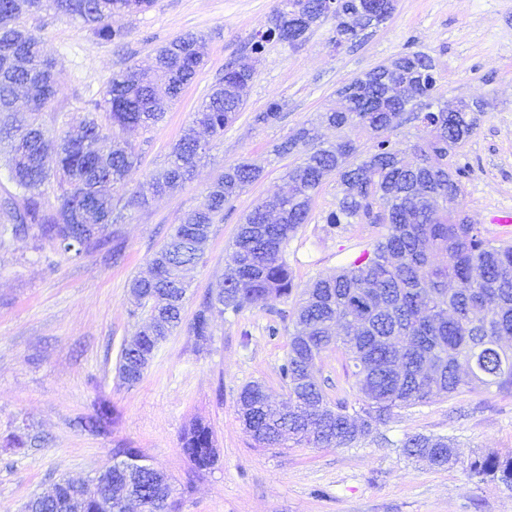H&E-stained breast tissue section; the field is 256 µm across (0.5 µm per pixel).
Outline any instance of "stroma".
Masks as SVG:
<instances>
[{"label": "stroma", "instance_id": "35a3bbf8", "mask_svg": "<svg viewBox=\"0 0 512 512\" xmlns=\"http://www.w3.org/2000/svg\"><path fill=\"white\" fill-rule=\"evenodd\" d=\"M278 4L154 0L147 11L113 17V27L126 33L118 43L99 40L52 11L26 17L55 64L57 93L40 115L50 136L77 125L125 62L150 64L157 48L180 35L203 37L204 63L164 120L133 137L140 162L126 191L148 202L127 206L124 222L115 227L126 245L120 262L103 250L64 254L32 233L0 235V512H21L30 497L50 492L59 480L94 477L117 448L140 451L169 476L177 512H512V490L493 483L473 487L461 467L433 468L393 447H258L238 418V395L257 381L272 401L287 402L279 368L297 296L236 314L214 312L204 343L187 329L175 330L137 384L118 380L122 346L147 315L131 299L129 281L148 275L153 253L184 213L203 202L225 167L246 161L260 169L259 180L213 224L203 260L191 274L183 310L188 321L230 261L243 218L286 188L285 175L299 157L276 156L274 146L338 108L343 85L400 54L422 52L433 59L442 102L482 103L473 135L448 155L449 164L467 170L464 213L482 225L497 210H512V0H397L392 17L353 47L333 48L334 26L326 22L296 46L273 41L254 56L250 42ZM233 61L255 69L238 119L223 137L208 141L190 182L153 194L152 175L166 165L173 144ZM274 100L282 105L281 121L255 123V114ZM339 190L336 179L327 180L308 223L285 251L299 285L347 266L385 232L378 224L328 228L325 217ZM342 364L341 352L327 350L315 374L332 403L356 398ZM100 396L120 414L108 435L78 425ZM197 421L210 426L219 455L203 472L180 448L181 434ZM20 427L39 441L15 455L5 439ZM383 431L394 441L418 433L454 436L463 460L481 451L511 455L512 390L480 387L398 409Z\"/></svg>", "mask_w": 512, "mask_h": 512}]
</instances>
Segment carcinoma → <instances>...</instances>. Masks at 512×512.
<instances>
[{
    "mask_svg": "<svg viewBox=\"0 0 512 512\" xmlns=\"http://www.w3.org/2000/svg\"><path fill=\"white\" fill-rule=\"evenodd\" d=\"M154 0H0V142H11L7 166L11 179L23 191L21 203L6 210L11 232L26 234L35 228L40 238L62 251L108 248L113 262L123 257L124 241L106 230L123 218L122 198L102 187L123 185L138 163V154L125 134L147 131L162 120L164 102L179 97L203 64L199 38L186 33L162 46L151 72L130 65L112 75L103 98L78 127L50 137L38 116L55 94L52 65L42 55L40 38L22 24V18L49 8L81 21L103 41L122 38L110 20L116 13L149 9ZM363 0H343L341 10L351 27L331 37L334 47L356 42L357 17ZM283 6L269 18L263 33L254 36L251 52L263 54L270 42L288 43V27L280 22ZM404 68L393 77L390 61L353 78L351 103L343 111L322 114V123L342 130L359 127L372 145L360 149L340 139L319 143L313 127H301L275 145L279 156L303 151L288 172V192L262 200L246 215L233 242L231 263L218 287L224 290L223 310L267 306L292 294L296 284L283 258L288 242L307 223L313 196L334 175L343 186L336 208L326 216L332 228L388 221L387 234L346 267L322 276L302 289L294 330L281 376L288 383V404L268 401L259 383L246 385L238 397L240 420L263 448H280L285 439L314 448H350L362 441L390 445L380 427L393 410L424 405L437 396L448 397L477 386L512 388V245L483 236L479 225L462 219V167H450L448 146L464 142L471 131L464 115L437 101L435 68L421 52L398 56ZM253 68L238 70L229 63L194 122L213 137L224 136L244 106L243 90L252 82ZM30 84L27 106L30 121L16 124L15 88ZM282 106L268 104L254 116L257 124L282 119ZM103 112L112 125V150L95 148L103 136L95 114ZM414 119L425 135L413 145L414 160L401 157L389 133ZM200 140L188 133L171 151L168 166L153 177V188L163 194L190 181L199 157ZM55 177L59 205L43 199L42 187ZM260 170L247 162L231 165L209 187L203 203L186 213L181 223L151 259L152 275L134 278L130 292L149 307L147 323L136 332L137 349L123 348L117 373L133 385L143 376L144 354L154 353L160 341L182 326L186 274L203 255L215 219L249 185ZM214 304L207 295L188 324L198 341L211 335ZM340 349L352 363L358 402L327 401L313 381L316 361L328 349ZM467 370L461 371V363ZM120 415L111 401L99 398L92 413L79 421L91 433L112 431ZM182 450L194 468L214 467L216 457L208 425L196 422L181 438ZM407 458L426 461L434 468L458 464L456 438L407 435L395 442ZM119 460L70 495L67 512H101L95 487L112 486L121 498L126 471L138 472V484L148 496L149 512H174L167 488L159 476L142 467L147 459L132 448L115 453ZM468 483L488 482L512 489V456L479 452L463 465Z\"/></svg>",
    "mask_w": 512,
    "mask_h": 512,
    "instance_id": "1",
    "label": "carcinoma"
}]
</instances>
